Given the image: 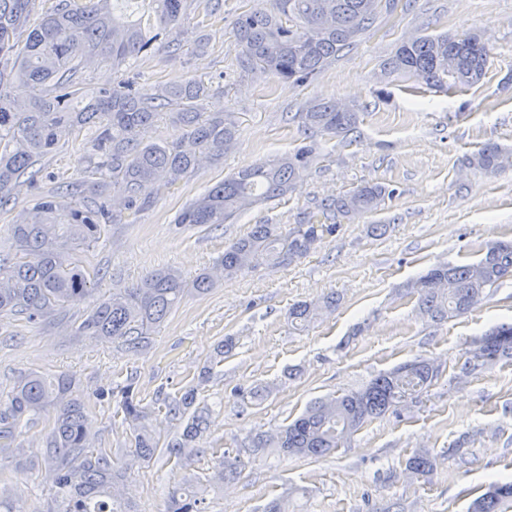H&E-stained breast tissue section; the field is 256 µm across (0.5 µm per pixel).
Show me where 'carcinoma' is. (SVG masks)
Instances as JSON below:
<instances>
[{"label":"carcinoma","instance_id":"cac0c4a2","mask_svg":"<svg viewBox=\"0 0 512 512\" xmlns=\"http://www.w3.org/2000/svg\"><path fill=\"white\" fill-rule=\"evenodd\" d=\"M148 2L157 32L116 13L114 0H59L36 20L35 0H0V208L9 202L21 177L36 190L34 202L17 214L7 245L0 248V317L24 314L30 321L55 323L68 304L91 296L99 279L100 270L87 264L81 252L109 227L123 223L110 198L120 197L125 210L137 213L150 205L155 184L177 183L195 170L198 155L219 160L236 142L231 113L201 112L208 87L200 80L147 91L136 77L126 76L110 87L85 90L81 76L87 69H118L154 49L162 34L170 37L167 47L180 48L185 0ZM380 13V0H272V10L242 12L235 19L239 65L246 72L306 83L355 44ZM487 63L488 50L479 34L442 33L403 42L381 72L441 91L450 85L479 83ZM14 80L31 87L27 101L18 102L8 94L7 85ZM169 107L174 109L172 121L195 151L187 152L176 143L140 141V130ZM298 119L313 140L357 137L359 113L333 101L309 102ZM89 128L95 131L92 150L101 157L98 180L86 188L38 183L35 162ZM314 159L309 145L234 172L185 207L177 223L207 228L230 224L241 212L290 192ZM507 163L509 157L494 144L468 159L469 167L487 173ZM387 197L392 192L386 187L364 184L321 204L320 215L284 232L276 224H257L247 236L224 246L217 269L232 277L265 263L291 264L304 258L323 234L335 230L340 219L371 212ZM506 279H512V241L492 245L472 263L433 267L413 287L421 311L444 321L469 312ZM216 284V276L205 271L192 280L190 289L202 295ZM190 289L176 270L151 271L96 300L74 335L119 339L137 353ZM335 305L332 296L296 303L288 309V320L302 329L321 310ZM478 342L479 351L465 362L467 370L512 358V323L492 328ZM437 376L438 370L426 360L404 363L358 391L313 402L276 433L251 437L246 452L327 455L344 446L364 424L397 412ZM97 397L115 401L125 421L134 426L132 460L150 462L159 440L144 426L146 408L135 382L100 389ZM195 400V389L186 390L167 404L168 415L182 419ZM50 407L58 409L45 435L55 510L134 512L130 503L117 498L125 470L117 466L112 449L90 447L88 415L84 403L72 396V379L66 374L35 372L0 396V461L14 456L16 429L22 424L39 426ZM210 425V410L196 409L179 436L166 444L167 454L178 459L191 455ZM436 464L435 456L419 452L410 458L408 469L424 477ZM243 468L241 451L225 452L206 482H180L169 489L168 512H203L208 489L239 476ZM472 512H512V481L491 484L473 503Z\"/></svg>","mask_w":512,"mask_h":512}]
</instances>
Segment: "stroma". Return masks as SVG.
<instances>
[{
  "label": "stroma",
  "instance_id": "1",
  "mask_svg": "<svg viewBox=\"0 0 512 512\" xmlns=\"http://www.w3.org/2000/svg\"><path fill=\"white\" fill-rule=\"evenodd\" d=\"M186 0L181 48L131 59L144 89L196 78L209 87L203 112L231 113L237 144L218 161H204L175 185H162L153 203L116 224L88 254L100 268L96 296L171 268L185 280L214 270L224 245L256 224L289 227L324 200L366 183L395 188L380 210L342 220L301 260L260 265L219 279L205 296L188 295L154 329L145 350L121 341L76 336L89 301L69 304L56 325L17 315L0 320V392L28 373L65 372L75 378L91 422L92 447L109 448L124 462L131 430L116 404L95 399L98 389L135 379L149 407L147 425L160 442L179 431L165 401L196 387L197 403L212 411V426L188 458L157 455L134 465L125 484L137 512H166L171 485L201 478L216 467L222 448L271 434L319 397L360 389L375 376L417 358L438 367L437 379L398 413L365 424L344 448L313 459L260 454L240 477L206 496L205 512H261L280 496L288 512H468L491 481L512 479V361L468 371L474 339L512 322V280L468 313L432 322L418 309L410 284L439 263L462 264L500 241H512V165L486 174L465 160L495 143L512 153V0H399L361 40L310 82L297 85L241 71L233 25L244 11L266 12L270 0ZM478 33L490 57L482 82L445 91L413 89L380 80V66L402 41L424 34ZM206 34V50L194 48ZM312 99L357 110L356 142L321 139L319 157L287 196L245 211L217 228L176 224L179 211L225 175L304 145L296 112ZM91 134L60 143L38 161L40 182L95 181ZM336 293V311L303 331L288 324V308ZM233 350L218 365L209 358L224 337ZM264 386L268 396L245 404L236 389ZM15 433L18 456L0 482L21 495L26 512H46L51 499L44 464L46 427ZM416 451L437 458L432 474L406 469Z\"/></svg>",
  "mask_w": 512,
  "mask_h": 512
}]
</instances>
